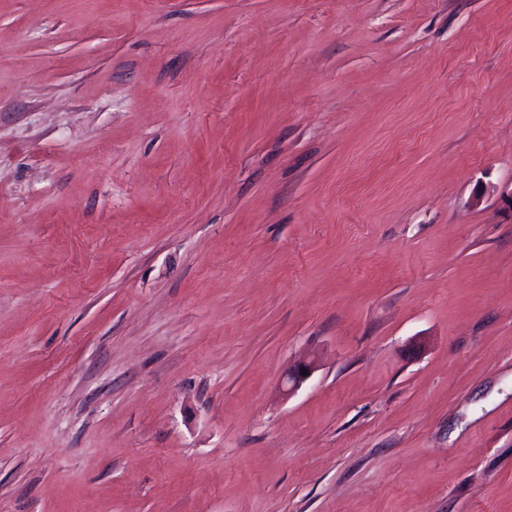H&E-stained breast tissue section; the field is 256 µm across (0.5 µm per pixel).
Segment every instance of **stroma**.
<instances>
[{
    "label": "stroma",
    "mask_w": 512,
    "mask_h": 512,
    "mask_svg": "<svg viewBox=\"0 0 512 512\" xmlns=\"http://www.w3.org/2000/svg\"><path fill=\"white\" fill-rule=\"evenodd\" d=\"M510 191L512 0H0V512H512Z\"/></svg>",
    "instance_id": "stroma-1"
}]
</instances>
